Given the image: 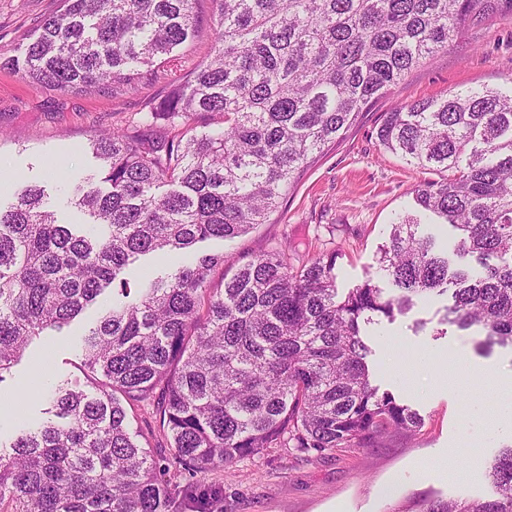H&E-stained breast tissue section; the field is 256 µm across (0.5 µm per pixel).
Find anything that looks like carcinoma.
<instances>
[{"label":"carcinoma","instance_id":"carcinoma-1","mask_svg":"<svg viewBox=\"0 0 512 512\" xmlns=\"http://www.w3.org/2000/svg\"><path fill=\"white\" fill-rule=\"evenodd\" d=\"M210 58L178 71L197 36V0H61L1 63L36 87L114 94L148 80L170 91L138 120L97 135L99 182L58 222L45 189L0 209V382L33 341L60 331L110 288L84 338L85 388L50 394L55 419L0 449V512H218L214 470L291 448L309 457L411 438L423 420L371 381L363 326L451 295L443 321L512 347V78L383 114L377 139L438 172L415 209L457 232L452 265L421 219L392 225L373 279L339 292L336 253L294 262L281 244L237 264L202 255L129 298L120 275L141 255L233 240L278 210L304 171L370 105L512 0H211ZM220 116L197 136L191 123ZM175 130L158 136L154 128ZM150 403L167 441L150 448L127 407ZM492 495L426 496L400 512H512V444L490 463Z\"/></svg>","mask_w":512,"mask_h":512}]
</instances>
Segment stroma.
<instances>
[{"label": "stroma", "instance_id": "35a3bbf8", "mask_svg": "<svg viewBox=\"0 0 512 512\" xmlns=\"http://www.w3.org/2000/svg\"><path fill=\"white\" fill-rule=\"evenodd\" d=\"M59 7L60 0H0V55L19 54L23 33ZM510 77L512 16L505 15L469 31L376 100L304 172L267 223L231 241L198 243L197 254L224 257L210 274L212 287L222 286L225 272L238 260L283 242L305 259L335 252L337 288L344 292L361 285L376 273L378 251L392 224L411 211L414 189L431 177L380 146L376 131L382 114ZM160 92V85L146 83L112 97L63 93L30 86L17 72L0 69V206L8 207L23 189L37 185L44 187L59 222L81 223L68 195L98 173L93 138L122 126ZM118 299L117 293L105 292L63 332L49 331L35 340L0 382V397L20 394L33 382L42 388L62 381L84 387L82 340ZM446 303L443 297L424 299L406 316L365 328L372 381L422 416L418 435L310 460L288 448H272L213 471L209 480L224 486V512H396L424 495L489 497L488 465L512 443L501 397L489 380L473 383L465 393L432 386L417 362L423 354L458 346L468 362L495 377L512 372V348L497 346L482 354L471 332L452 327L440 334ZM420 320L425 328H417ZM50 408L39 395L23 398L17 412L0 413V446L9 447L29 425L47 420Z\"/></svg>", "mask_w": 512, "mask_h": 512}]
</instances>
